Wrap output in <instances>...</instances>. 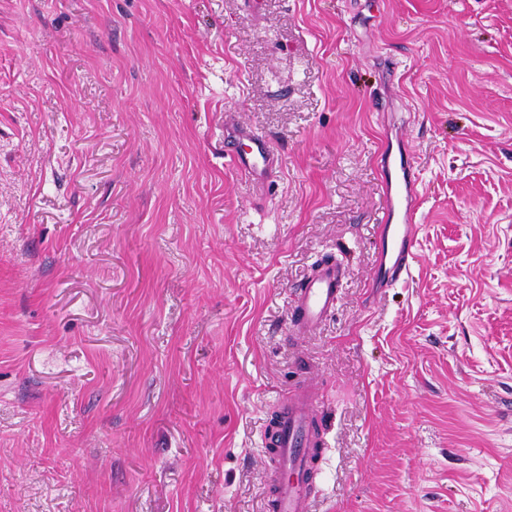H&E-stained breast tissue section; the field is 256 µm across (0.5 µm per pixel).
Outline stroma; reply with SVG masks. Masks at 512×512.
Wrapping results in <instances>:
<instances>
[{"mask_svg": "<svg viewBox=\"0 0 512 512\" xmlns=\"http://www.w3.org/2000/svg\"><path fill=\"white\" fill-rule=\"evenodd\" d=\"M385 148L421 199L379 288ZM306 367L313 512H512V0H0V512H263ZM224 154L234 159L239 171L259 191L278 170L279 153L270 137L253 131L232 115H224ZM342 281L343 266L325 262L293 290L290 304L292 335L313 334L332 316L342 293Z\"/></svg>", "mask_w": 512, "mask_h": 512, "instance_id": "stroma-1", "label": "stroma"}]
</instances>
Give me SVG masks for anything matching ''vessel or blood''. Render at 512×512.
I'll list each match as a JSON object with an SVG mask.
<instances>
[{
  "mask_svg": "<svg viewBox=\"0 0 512 512\" xmlns=\"http://www.w3.org/2000/svg\"><path fill=\"white\" fill-rule=\"evenodd\" d=\"M224 152L256 188H264L278 170L279 153L270 137L229 115L224 118ZM378 160L385 182V211L373 279L386 288L408 274L416 257L419 171L406 157L389 151L380 153ZM342 281V265L325 262L293 290L292 335L313 334L332 316ZM323 428L317 385L303 376L280 402L274 426L262 436L272 465L265 512H312L309 487L326 447Z\"/></svg>",
  "mask_w": 512,
  "mask_h": 512,
  "instance_id": "vessel-or-blood-1",
  "label": "vessel or blood"
}]
</instances>
